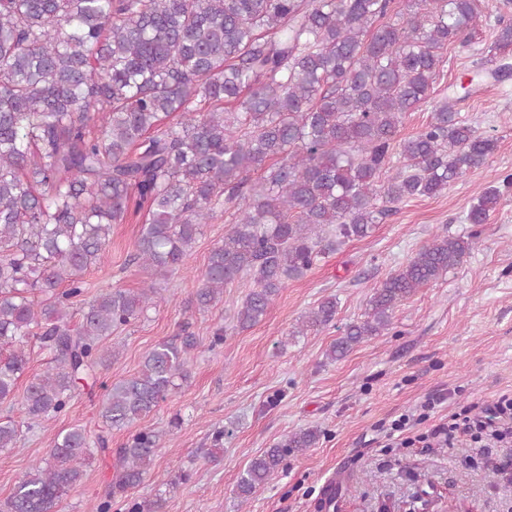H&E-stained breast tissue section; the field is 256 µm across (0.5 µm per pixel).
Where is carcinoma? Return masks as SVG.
Listing matches in <instances>:
<instances>
[{"instance_id": "obj_1", "label": "carcinoma", "mask_w": 512, "mask_h": 512, "mask_svg": "<svg viewBox=\"0 0 512 512\" xmlns=\"http://www.w3.org/2000/svg\"><path fill=\"white\" fill-rule=\"evenodd\" d=\"M482 23L478 0H0V402L14 399L35 344L51 365L28 382L25 414L66 412L116 356L104 339L158 305L156 279L183 266L225 212L232 224L192 304L205 313L247 280L235 314L244 330L333 245L485 165L496 142L459 120L454 93L397 140L405 114L430 99L444 52L470 44ZM495 31L496 77L512 70V0ZM500 196L497 187L481 195L469 222L487 223ZM137 216L133 261L148 280L100 294L71 324L112 225ZM472 248L468 238L434 237L373 289L364 320L347 325L326 358L383 335L399 302ZM335 315L327 297L292 335ZM196 347L186 325L156 343L137 375L107 388L102 422L123 430L156 410L187 380ZM166 435L130 436L91 512H112L115 494L144 481ZM18 436L14 420L0 419L1 451ZM319 439L310 428L284 436L242 471L237 497L249 501L288 452ZM108 451L78 426L58 431L49 458L18 478L0 512H57L86 462Z\"/></svg>"}]
</instances>
